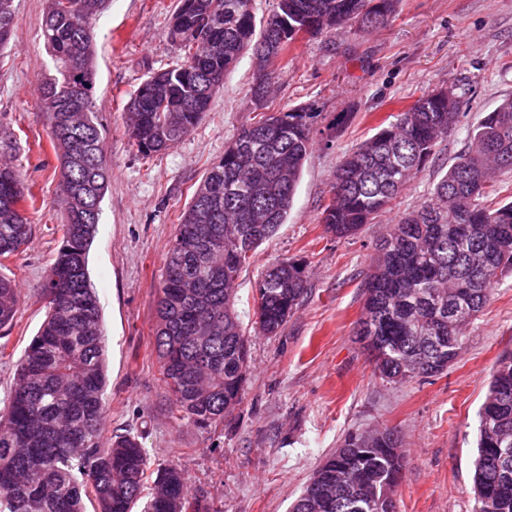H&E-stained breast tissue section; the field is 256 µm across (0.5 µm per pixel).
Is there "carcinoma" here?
<instances>
[{"instance_id":"cac0c4a2","label":"carcinoma","mask_w":512,"mask_h":512,"mask_svg":"<svg viewBox=\"0 0 512 512\" xmlns=\"http://www.w3.org/2000/svg\"><path fill=\"white\" fill-rule=\"evenodd\" d=\"M14 0H0V46L11 39ZM49 0L43 35L55 75L41 84L50 137L61 159L65 213L56 259L42 285L48 313L24 350L7 411L0 414V512H203L190 501L182 470H150L140 436L100 443L106 386L102 315L88 254L108 187L94 86L73 88L95 73L90 30L105 0ZM397 0H275L256 28L254 0H179L173 19L204 25L208 43L183 44L186 60L148 73L127 103L138 150L159 153L183 138L208 111L224 76L247 49L254 60L284 54L300 32L315 35L353 24H386ZM272 74L254 73L263 106ZM460 99L443 89L409 109L345 155L321 222L348 239L385 211L433 156L459 118ZM309 107L260 112L224 149L179 217L157 302L155 349L180 417L210 426L241 401L248 370L246 331L235 310V281L255 250L286 223L312 153ZM469 147L429 197L391 225L364 285L356 336L379 375L405 382L448 369L465 328L512 266V201L487 203L492 177L512 171V97L469 132ZM31 196L20 170L0 159V259L17 255L32 234ZM305 268L270 267L257 284L255 325L275 335L299 304ZM18 301L0 276V329H11ZM400 443L389 429L345 435L315 470L292 512H394L403 476ZM474 512H512V353L498 360L482 409L474 463Z\"/></svg>"}]
</instances>
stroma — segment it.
Wrapping results in <instances>:
<instances>
[{"label":"stroma","mask_w":512,"mask_h":512,"mask_svg":"<svg viewBox=\"0 0 512 512\" xmlns=\"http://www.w3.org/2000/svg\"><path fill=\"white\" fill-rule=\"evenodd\" d=\"M177 0H108L92 23L95 116L111 170L88 270L100 300L107 386L102 442L141 436L151 467H181L189 494L211 512H290L314 470L345 434L394 430L403 479L395 512H473L479 413L499 356L512 350V270L465 330L448 370L392 383L375 372L355 331L375 246L401 215L425 201L468 144V132L512 96V0H398L384 26L346 27L297 39L275 62L267 111L311 107L313 153L286 224L255 251L235 282L248 336V372L235 411L208 428L181 420L154 348L157 288L178 218L227 144L255 112L254 63L244 56L224 77L200 123L164 152L144 155L128 133L127 102L148 72L184 53L167 34ZM13 37L0 49V143L34 197L32 236L0 264L19 292L11 330L0 335V411L16 366L47 312L41 285L64 222L60 159L40 97L54 72L43 37L48 0H14ZM451 88L459 123L432 161L348 240L327 235L321 214L342 156L389 115L422 94ZM351 118L333 127L337 113ZM295 260L306 291L282 330L253 326L255 288L265 270Z\"/></svg>","instance_id":"stroma-1"}]
</instances>
